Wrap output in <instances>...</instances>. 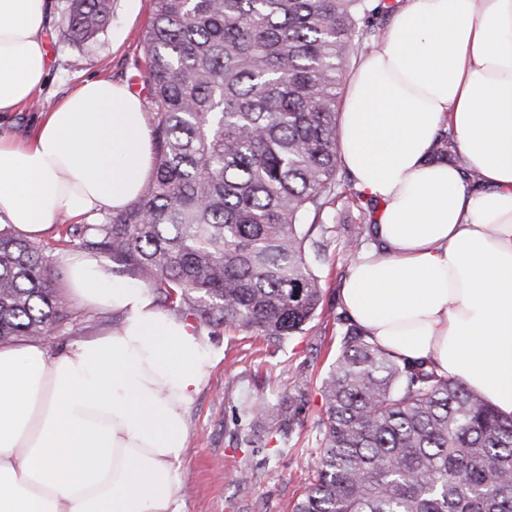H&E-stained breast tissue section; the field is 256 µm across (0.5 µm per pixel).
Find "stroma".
<instances>
[{"label":"stroma","mask_w":512,"mask_h":512,"mask_svg":"<svg viewBox=\"0 0 512 512\" xmlns=\"http://www.w3.org/2000/svg\"><path fill=\"white\" fill-rule=\"evenodd\" d=\"M61 0H50L52 20L44 33L49 53L48 82L42 99L56 102L84 80L109 78L146 94V31L152 2L141 0L140 13L128 21L125 0H112V20L103 32L83 44L71 40L59 10ZM125 29L121 45L112 35ZM145 116L154 106L142 104ZM79 219L60 217L39 241L54 265L56 285L67 294L72 322L58 336L45 341L49 354L68 344L103 335L118 321L115 314L90 308L71 296L66 261L80 249L74 231ZM329 247L325 261L315 263L323 299L303 333L289 338L284 348L267 345L243 330L199 327L195 333L217 355L206 384L185 418L186 451L176 466L181 483L177 512H290L293 503L314 480L310 463L318 451L321 421L325 416L321 384L336 359L344 328L336 320L338 294L350 263L344 250L348 238L359 233L355 224L328 221ZM290 393L302 396V410L290 426L288 444L272 455L251 452L237 444L246 431L265 438L268 425L249 421L242 414L248 404L277 403Z\"/></svg>","instance_id":"35a3bbf8"}]
</instances>
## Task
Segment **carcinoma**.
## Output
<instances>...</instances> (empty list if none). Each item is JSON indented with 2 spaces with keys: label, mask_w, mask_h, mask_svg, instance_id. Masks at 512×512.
<instances>
[{
  "label": "carcinoma",
  "mask_w": 512,
  "mask_h": 512,
  "mask_svg": "<svg viewBox=\"0 0 512 512\" xmlns=\"http://www.w3.org/2000/svg\"><path fill=\"white\" fill-rule=\"evenodd\" d=\"M369 0H153L147 98L156 107L153 176L86 245L160 291L203 327L281 347L315 317L336 199L340 89L351 57L384 33ZM112 0H64L86 42ZM432 158L467 180L448 130ZM51 259L0 228V343L67 324ZM315 481L292 512H512V418L426 362L381 349L349 324L323 381ZM298 396L243 408L292 424Z\"/></svg>",
  "instance_id": "1"
}]
</instances>
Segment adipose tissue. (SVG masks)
Instances as JSON below:
<instances>
[{
	"mask_svg": "<svg viewBox=\"0 0 512 512\" xmlns=\"http://www.w3.org/2000/svg\"><path fill=\"white\" fill-rule=\"evenodd\" d=\"M48 0H0V112L44 89ZM457 134L468 167L431 160ZM341 160L377 203L379 247L339 300L380 348L427 360L512 416V0H404L346 88ZM152 172L128 84L84 81L34 137H0V223L118 213ZM70 288L120 321L57 355L0 346V512H176L185 416L215 354L147 285L74 254Z\"/></svg>",
	"mask_w": 512,
	"mask_h": 512,
	"instance_id": "ef3b65f1",
	"label": "adipose tissue"
}]
</instances>
